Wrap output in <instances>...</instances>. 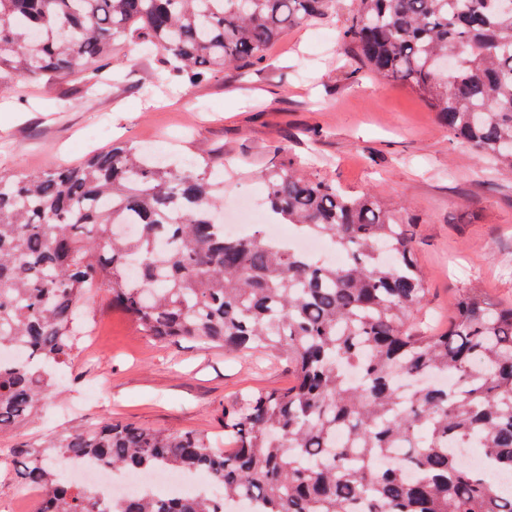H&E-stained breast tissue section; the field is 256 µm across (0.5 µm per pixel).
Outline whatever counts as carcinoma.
Instances as JSON below:
<instances>
[{"instance_id":"1","label":"carcinoma","mask_w":512,"mask_h":512,"mask_svg":"<svg viewBox=\"0 0 512 512\" xmlns=\"http://www.w3.org/2000/svg\"><path fill=\"white\" fill-rule=\"evenodd\" d=\"M340 38L372 72L437 112L454 143L512 169V0H352ZM337 0H0V72L31 79L81 68L96 84L133 41L164 74L198 81L250 66L293 26ZM224 155L179 163L119 143L73 166L0 173V426L26 419L69 361L76 311L96 287L148 336L274 351L284 390L224 403L226 450L194 430L104 420L9 450L36 512H512V302L464 288L448 328L421 334L428 288L399 211L350 195L290 159L264 175L272 217L329 240L340 266L265 238L224 237L216 171ZM479 444L485 466L455 448ZM112 471L204 474L199 497L108 501L66 481L51 459Z\"/></svg>"}]
</instances>
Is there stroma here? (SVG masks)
I'll use <instances>...</instances> for the list:
<instances>
[{
    "mask_svg": "<svg viewBox=\"0 0 512 512\" xmlns=\"http://www.w3.org/2000/svg\"><path fill=\"white\" fill-rule=\"evenodd\" d=\"M351 15L340 0L327 22L289 29L264 61L201 82L158 81V56L133 44L88 93L81 72L0 77V159L15 170L76 162L119 142H155L172 159L187 144L223 152L224 199L265 204L261 172L285 157L352 194L373 192L410 217L427 279L428 315L446 324L461 288L512 301V170L452 143L432 107L407 84L374 74L340 41ZM82 312L88 336L56 372L39 414L0 428V449L42 443L100 418L150 429L221 431L225 401L241 390L288 387L287 362L262 368L220 348L153 341L106 293Z\"/></svg>",
    "mask_w": 512,
    "mask_h": 512,
    "instance_id": "obj_1",
    "label": "stroma"
}]
</instances>
